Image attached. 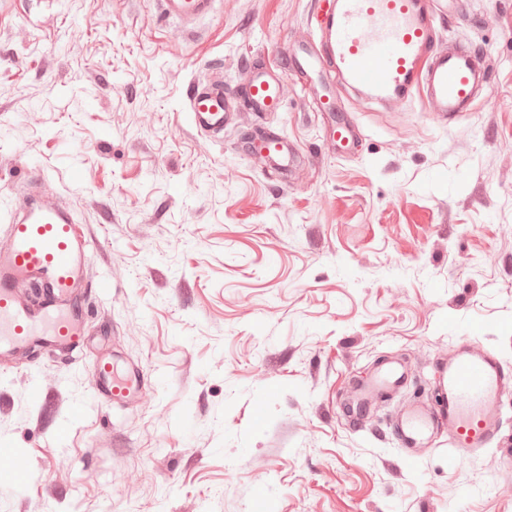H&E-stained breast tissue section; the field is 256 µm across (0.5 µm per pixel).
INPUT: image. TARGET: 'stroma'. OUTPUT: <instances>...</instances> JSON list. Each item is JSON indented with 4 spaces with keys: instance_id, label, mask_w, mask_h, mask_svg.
<instances>
[{
    "instance_id": "1",
    "label": "stroma",
    "mask_w": 512,
    "mask_h": 512,
    "mask_svg": "<svg viewBox=\"0 0 512 512\" xmlns=\"http://www.w3.org/2000/svg\"><path fill=\"white\" fill-rule=\"evenodd\" d=\"M315 22V0H218L191 33L157 0H0V225L41 176L112 280L81 360L0 365V443L32 461L0 512H512L495 448L452 464L392 435L471 337L512 360V0L436 22L493 70L455 119L338 81L321 114L292 76L282 111L191 128L190 82L243 81ZM263 129L298 153L286 180L242 141ZM101 351L144 377L125 406L95 394ZM387 361L403 385L352 419Z\"/></svg>"
}]
</instances>
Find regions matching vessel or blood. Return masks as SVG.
Wrapping results in <instances>:
<instances>
[{
  "instance_id": "1",
  "label": "vessel or blood",
  "mask_w": 512,
  "mask_h": 512,
  "mask_svg": "<svg viewBox=\"0 0 512 512\" xmlns=\"http://www.w3.org/2000/svg\"><path fill=\"white\" fill-rule=\"evenodd\" d=\"M215 3L159 0L164 18L187 25L210 14ZM440 13L433 0H335L319 19L320 46L302 45L279 56L275 65L254 66L233 96L220 82L190 85L186 98L191 122L198 132L217 136L241 107L282 111V80L292 72L321 84L334 73L377 98L418 89L445 117L455 118L475 97L476 54L467 46L435 49ZM254 149L280 174L295 161L277 136L256 140ZM1 232L6 243L0 247V358H14L33 346L51 358L67 352L85 334L83 288L91 285L106 294L112 290L108 278L87 279V235L66 208L39 190L19 200ZM26 283L44 288L47 298L42 304L20 296ZM91 372L96 392L115 405L129 403L143 387L136 369L117 374L107 353L95 358ZM511 388L512 364L479 338H471L436 367L438 406L408 405L393 426L394 437L409 451L444 430L451 455L480 452L501 436L503 397ZM8 460V468L0 471L1 493L22 488L32 470L26 456L12 454Z\"/></svg>"
}]
</instances>
